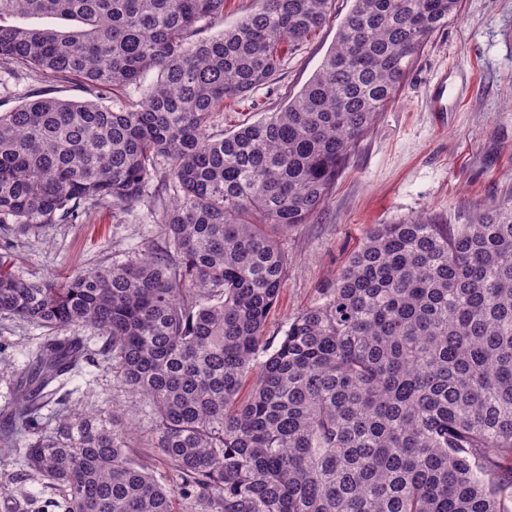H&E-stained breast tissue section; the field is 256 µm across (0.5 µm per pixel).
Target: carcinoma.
<instances>
[{"label":"carcinoma","mask_w":512,"mask_h":512,"mask_svg":"<svg viewBox=\"0 0 512 512\" xmlns=\"http://www.w3.org/2000/svg\"><path fill=\"white\" fill-rule=\"evenodd\" d=\"M333 3L257 0L202 38L224 0H0V63L92 95L0 113V224L25 235L104 205L128 213L158 176L173 190L159 251L63 280L0 262V315L45 331L14 381L0 460L56 486L64 512H512V201L469 224L378 225L324 303L265 334L288 271L276 237L321 208L460 8L353 0L284 109L209 133ZM48 15L79 26L4 24ZM152 69L138 101L105 104ZM88 367L142 397L164 471L68 388Z\"/></svg>","instance_id":"cac0c4a2"}]
</instances>
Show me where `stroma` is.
I'll use <instances>...</instances> for the list:
<instances>
[{"label":"stroma","mask_w":512,"mask_h":512,"mask_svg":"<svg viewBox=\"0 0 512 512\" xmlns=\"http://www.w3.org/2000/svg\"><path fill=\"white\" fill-rule=\"evenodd\" d=\"M351 6L352 0H336L324 26L285 47L277 80L225 102L212 133L238 130L282 109L319 70ZM46 92L87 98L79 82L51 85L35 73L0 65V112ZM510 198L512 0H461L457 16L414 55L396 96L357 143L322 208L280 235L288 275L266 320V335L282 336L295 315L324 302L327 288L375 225L416 216L467 224L483 208ZM172 200V192L154 190L130 216L113 215L105 206L80 224H50L10 244L0 236V257L30 279L124 262L161 245V218ZM42 340V330L0 316V408L11 398L13 374ZM76 384L90 387L98 409L118 410L120 422H133L140 442L153 436L139 396L113 373L97 370ZM0 482L11 488L0 498V512H43L59 497L53 485L9 461L0 462Z\"/></svg>","instance_id":"stroma-1"}]
</instances>
